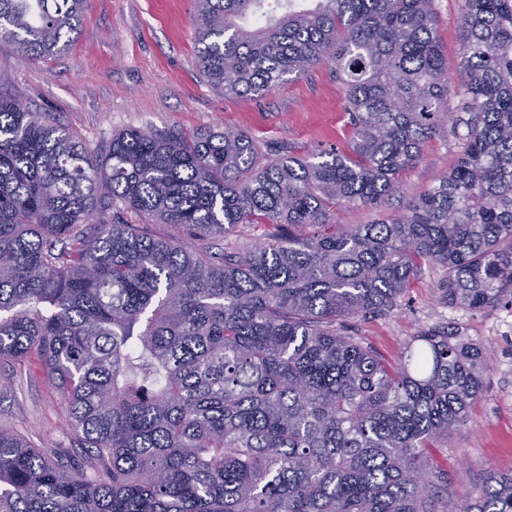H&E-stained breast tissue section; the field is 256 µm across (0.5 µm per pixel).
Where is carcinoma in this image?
<instances>
[{
    "mask_svg": "<svg viewBox=\"0 0 512 512\" xmlns=\"http://www.w3.org/2000/svg\"><path fill=\"white\" fill-rule=\"evenodd\" d=\"M263 2L196 0L201 74L262 97L332 65L348 151L132 130L98 160L0 95V362L38 361L75 443L48 453L0 428V512H430L429 449L466 421L490 358L442 328L393 364L336 324L393 310L425 263L448 269L447 304L512 303V0H464L459 85L434 0ZM84 6L0 0V37L56 56ZM460 126L456 166L405 213L321 231L340 205L385 204ZM116 199L175 234L90 225ZM239 224L274 231L220 254L180 240ZM461 512H512V474Z\"/></svg>",
    "mask_w": 512,
    "mask_h": 512,
    "instance_id": "obj_1",
    "label": "carcinoma"
}]
</instances>
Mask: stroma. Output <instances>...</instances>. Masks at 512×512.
I'll list each match as a JSON object with an SVG mask.
<instances>
[{
	"instance_id": "1",
	"label": "stroma",
	"mask_w": 512,
	"mask_h": 512,
	"mask_svg": "<svg viewBox=\"0 0 512 512\" xmlns=\"http://www.w3.org/2000/svg\"><path fill=\"white\" fill-rule=\"evenodd\" d=\"M462 6L463 0L434 2L437 37L453 76ZM196 11V0H87L79 35L59 56L26 62L10 39L0 38V72L9 77L0 92L51 113L95 156L114 135L131 129L224 126L245 131L262 148L284 146L296 154L346 148L351 126L344 89L330 65H316L261 97H225L200 74ZM460 142L454 135L432 137L419 161L400 174L399 191L387 206H341L332 223L346 229L404 213L455 166ZM445 275L439 265H424L391 312L341 324L391 361L415 336L448 325L491 358L468 421L446 446L431 451L433 512H455L462 496L489 474L512 472V305L468 310L440 303ZM0 426L39 448L70 445L63 406L36 365L0 367Z\"/></svg>"
}]
</instances>
